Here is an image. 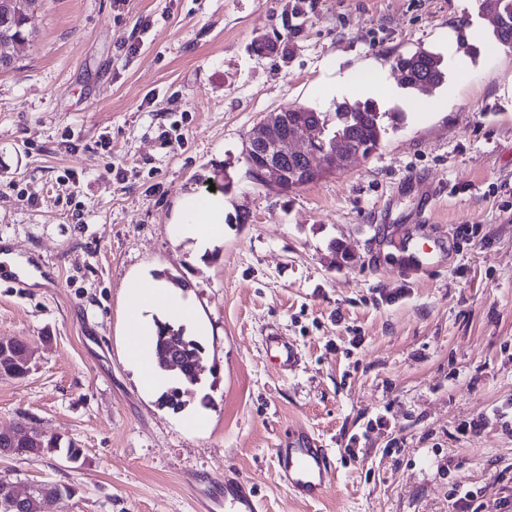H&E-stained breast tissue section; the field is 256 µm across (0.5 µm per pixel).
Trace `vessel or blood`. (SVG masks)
<instances>
[{
	"label": "vessel or blood",
	"mask_w": 512,
	"mask_h": 512,
	"mask_svg": "<svg viewBox=\"0 0 512 512\" xmlns=\"http://www.w3.org/2000/svg\"><path fill=\"white\" fill-rule=\"evenodd\" d=\"M266 344L282 367H296V349L278 333H268ZM332 465L328 449L320 445L305 427L294 425L288 430L287 445L276 451L275 475L296 497L316 499L325 490L324 476ZM224 512H260V503L247 480L225 478Z\"/></svg>",
	"instance_id": "b4317fda"
}]
</instances>
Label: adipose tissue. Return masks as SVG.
<instances>
[{"label": "adipose tissue", "mask_w": 512, "mask_h": 512, "mask_svg": "<svg viewBox=\"0 0 512 512\" xmlns=\"http://www.w3.org/2000/svg\"><path fill=\"white\" fill-rule=\"evenodd\" d=\"M175 222L180 236L194 240L198 253H205L224 234L223 196L185 195ZM155 316L176 324L193 327L199 324L194 308L183 299L181 291L159 281L130 278L126 284L124 314L125 356L142 386L150 391L157 390L161 384L151 343L155 331L151 319Z\"/></svg>", "instance_id": "obj_1"}]
</instances>
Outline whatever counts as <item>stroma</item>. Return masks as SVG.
<instances>
[{
	"mask_svg": "<svg viewBox=\"0 0 512 512\" xmlns=\"http://www.w3.org/2000/svg\"><path fill=\"white\" fill-rule=\"evenodd\" d=\"M461 24L477 55L456 47ZM275 37L292 53H254ZM420 48L448 78L379 101L374 152L290 193L249 178L245 141L270 112L335 111L324 85L396 79L395 57ZM13 54L0 252L19 271L47 257L57 280L0 285V340L35 352L25 377L0 378V430L83 450L0 457L18 491L79 487L50 512H194L236 474L262 512H460L457 484L486 512L512 504V52L478 0H44ZM211 183L224 238L198 258L172 219ZM158 272L187 282L211 328L200 433L124 359V282ZM271 330L296 368L267 352ZM296 422L331 451L316 501L275 476ZM266 344L275 354L282 367L295 368L298 362V353L294 346L285 341L277 332H269L266 335Z\"/></svg>",
	"mask_w": 512,
	"mask_h": 512,
	"instance_id": "stroma-1",
	"label": "stroma"
}]
</instances>
